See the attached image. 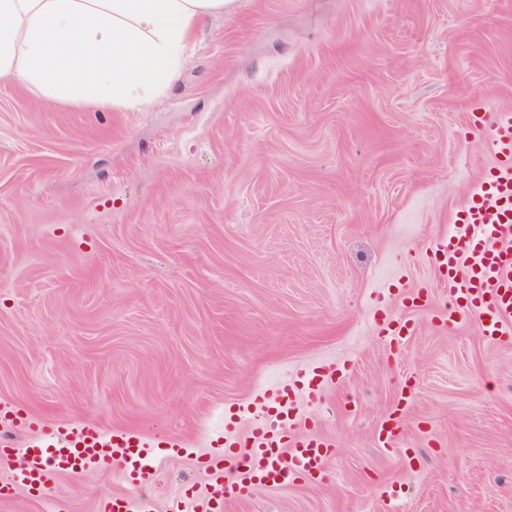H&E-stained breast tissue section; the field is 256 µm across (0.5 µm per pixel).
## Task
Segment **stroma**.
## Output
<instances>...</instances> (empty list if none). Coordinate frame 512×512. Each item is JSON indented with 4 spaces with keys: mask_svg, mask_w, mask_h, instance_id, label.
<instances>
[{
    "mask_svg": "<svg viewBox=\"0 0 512 512\" xmlns=\"http://www.w3.org/2000/svg\"><path fill=\"white\" fill-rule=\"evenodd\" d=\"M143 111L0 78V406L164 429L165 512L208 480L225 415L285 404L334 441L323 476L225 512H512V334L437 321L436 256L512 110V0H238ZM416 325L400 345L386 323ZM397 418V449L376 430ZM68 512L134 494L57 474Z\"/></svg>",
    "mask_w": 512,
    "mask_h": 512,
    "instance_id": "1",
    "label": "stroma"
}]
</instances>
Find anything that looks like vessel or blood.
I'll use <instances>...</instances> for the list:
<instances>
[{
	"instance_id": "b4317fda",
	"label": "vessel or blood",
	"mask_w": 512,
	"mask_h": 512,
	"mask_svg": "<svg viewBox=\"0 0 512 512\" xmlns=\"http://www.w3.org/2000/svg\"><path fill=\"white\" fill-rule=\"evenodd\" d=\"M489 136L496 166L476 183L470 201L453 218L467 240L441 248L448 308L440 317L453 322L464 311L477 312L485 335L493 337L512 322V249L501 244L512 236L511 112L500 113ZM161 446L172 456L184 450L181 441L163 432L148 437L131 429L98 425L77 430L43 426L21 451L11 432L1 433L0 460L9 463L10 469L0 479V500H9L21 488L36 501H49L51 512H62L61 502L48 494L56 472L77 474L115 461L125 482L142 491L159 477L160 462L150 451ZM331 446L318 432L300 428L279 399L269 398L265 416L252 422L245 441H225L209 456L207 486L177 490L167 512H224L225 504L248 500L257 488L294 485L301 476L324 472ZM18 454L25 459L20 467L13 464ZM97 512H155V505L141 493L114 494L98 501Z\"/></svg>"
}]
</instances>
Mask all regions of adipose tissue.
<instances>
[{
  "mask_svg": "<svg viewBox=\"0 0 512 512\" xmlns=\"http://www.w3.org/2000/svg\"><path fill=\"white\" fill-rule=\"evenodd\" d=\"M235 0H0V76L42 98L141 110L178 78L191 33Z\"/></svg>",
  "mask_w": 512,
  "mask_h": 512,
  "instance_id": "adipose-tissue-1",
  "label": "adipose tissue"
}]
</instances>
